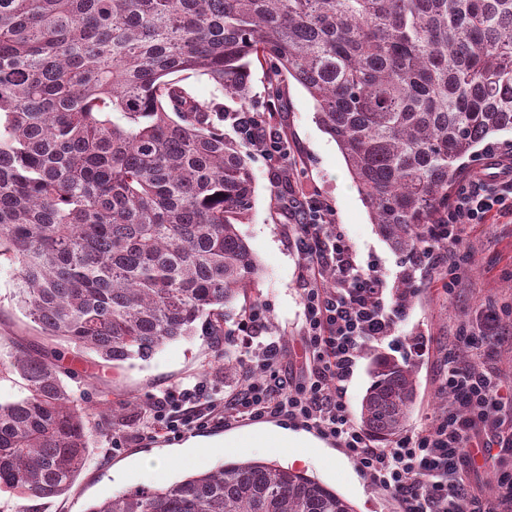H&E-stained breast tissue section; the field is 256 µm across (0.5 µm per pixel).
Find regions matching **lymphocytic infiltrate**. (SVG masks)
<instances>
[{
  "label": "lymphocytic infiltrate",
  "instance_id": "lymphocytic-infiltrate-1",
  "mask_svg": "<svg viewBox=\"0 0 512 512\" xmlns=\"http://www.w3.org/2000/svg\"><path fill=\"white\" fill-rule=\"evenodd\" d=\"M241 136L256 146L276 173L284 210L294 221V244L304 278L303 378L293 381L278 365L284 346L265 336L263 306H255L244 327V344L265 336L262 376L245 375L234 397L206 398L203 382L164 389L146 417V429L172 433L213 421H258L285 415L332 439L381 488L398 498L402 512H505L512 508V475L501 477L500 496L487 502L472 495L464 481L484 449L512 457V429L501 413L512 406L500 376L487 368L499 339L500 317L486 312L475 325H460L459 345L476 350L484 367L449 361L442 380L450 401L434 423L412 436L379 448L354 423L345 382L371 342L391 336L401 308L387 296L385 280L363 267L336 222L332 206L318 195L301 197L284 190L283 174L296 171L288 140L270 125L265 113L236 116ZM512 216V162L497 160L474 172L448 202V221L432 225L425 247L430 269L444 272L447 292H454L465 269L460 245L465 225L485 224L493 216ZM334 275L325 284L324 272Z\"/></svg>",
  "mask_w": 512,
  "mask_h": 512
}]
</instances>
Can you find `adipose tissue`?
I'll use <instances>...</instances> for the list:
<instances>
[{
  "instance_id": "adipose-tissue-1",
  "label": "adipose tissue",
  "mask_w": 512,
  "mask_h": 512,
  "mask_svg": "<svg viewBox=\"0 0 512 512\" xmlns=\"http://www.w3.org/2000/svg\"><path fill=\"white\" fill-rule=\"evenodd\" d=\"M223 445L227 448H288L294 460L303 463L316 455L321 442L308 433L259 421L225 436Z\"/></svg>"
}]
</instances>
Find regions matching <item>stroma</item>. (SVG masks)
Instances as JSON below:
<instances>
[{
  "label": "stroma",
  "mask_w": 512,
  "mask_h": 512,
  "mask_svg": "<svg viewBox=\"0 0 512 512\" xmlns=\"http://www.w3.org/2000/svg\"><path fill=\"white\" fill-rule=\"evenodd\" d=\"M251 109L275 114L278 127L288 135V144L298 162L295 185L326 199L336 211V222L357 253L360 264L376 266L389 290H396L404 277H411L416 294L397 320L391 336L376 343L377 351L396 358H410L418 367V397L403 432L414 435L428 427L448 405L440 389L446 370L445 356L455 350L460 360L471 359L464 348H455L454 333L464 323L476 322L485 307L502 308V343L493 362L503 385L512 387V223L506 218L491 224H470L464 230L462 251L468 271L454 294H446L438 271L410 266L378 236L362 198L353 183L335 141L315 119L312 98L297 83H290L286 97L267 101L261 69L252 71ZM255 203L248 223L239 230L261 266V275L248 291L268 312L267 330L282 336L286 351L282 368L297 372L302 367L303 282L301 259L293 244L288 215L281 208L273 182V172L262 156H253ZM0 362L7 361L18 348L43 347L66 350L63 342L51 341L19 308L14 288V271L0 266ZM423 344L422 354L411 353L413 343ZM228 349L237 367V377L224 372L218 346L203 336L166 344L150 359H135L115 366L95 356L77 361L64 358L69 371L66 380L95 428L86 467L65 495L52 499H20L0 494V512H86L94 502L134 490L152 489L179 479L188 469L208 470L240 457L290 465L287 451L264 448L241 451L221 450L216 441L246 428V421L212 424L173 435L147 434L143 423L155 395L188 381H204L209 393L231 396L240 387L239 374L254 370L257 347H243L232 339ZM120 419H113V409ZM191 439L204 440L192 466L178 463L180 445ZM326 452L336 458L337 468L316 463L303 467L306 474L335 488L355 505L357 512H400L395 496L378 486L336 442H328ZM169 459L162 478H155V460Z\"/></svg>",
  "instance_id": "1"
}]
</instances>
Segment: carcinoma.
<instances>
[{"label": "carcinoma", "instance_id": "cac0c4a2", "mask_svg": "<svg viewBox=\"0 0 512 512\" xmlns=\"http://www.w3.org/2000/svg\"><path fill=\"white\" fill-rule=\"evenodd\" d=\"M273 99L312 98L392 251H425L465 158L512 133V0H0V262L43 333L105 362L187 336L229 339L256 278L238 225L255 147L224 135L252 68ZM0 374V490L67 493L92 442L86 411L39 349ZM360 427L387 442L417 398L414 368L378 354ZM86 512H355L276 462L239 460L100 501ZM181 78H183L182 83L199 98L224 104V94L217 91L205 76L184 73Z\"/></svg>", "mask_w": 512, "mask_h": 512}]
</instances>
